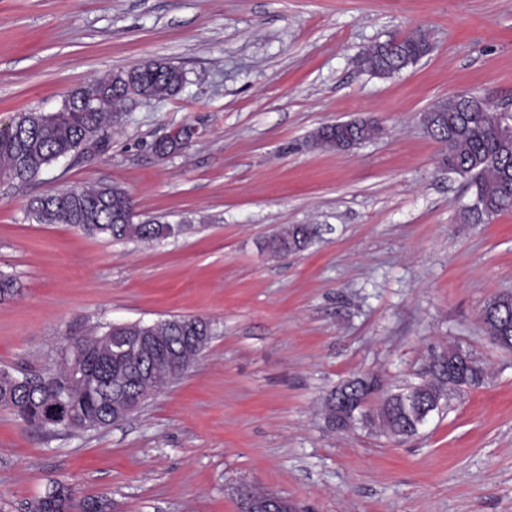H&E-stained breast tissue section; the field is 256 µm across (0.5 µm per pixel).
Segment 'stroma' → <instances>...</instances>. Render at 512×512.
<instances>
[{
	"label": "stroma",
	"mask_w": 512,
	"mask_h": 512,
	"mask_svg": "<svg viewBox=\"0 0 512 512\" xmlns=\"http://www.w3.org/2000/svg\"><path fill=\"white\" fill-rule=\"evenodd\" d=\"M433 52L389 78L361 70L369 45L415 29ZM150 60L186 74L160 101L128 102L101 153L23 185L0 182V367H53L93 327L199 316L213 336L194 367L114 426L78 435L25 427L0 409V512L55 482L112 512H240L258 489L295 512H512V352L482 311L512 292V210L475 224L465 180L421 123L464 92L512 112V0H0V124L54 112L76 89ZM377 120L347 153L318 127ZM181 125L199 135L161 158ZM117 183L152 243L41 224L28 202ZM317 224L306 251L263 242ZM451 348L484 369L398 441L332 429L327 398L378 375L419 382Z\"/></svg>",
	"instance_id": "stroma-1"
}]
</instances>
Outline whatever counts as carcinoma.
Listing matches in <instances>:
<instances>
[{
	"label": "carcinoma",
	"instance_id": "carcinoma-1",
	"mask_svg": "<svg viewBox=\"0 0 512 512\" xmlns=\"http://www.w3.org/2000/svg\"><path fill=\"white\" fill-rule=\"evenodd\" d=\"M433 50L428 33L418 29L408 36L392 38L374 45L356 57V63L372 75L387 77L416 64ZM182 68L166 61H150L130 69L117 70L107 78L72 92L62 107L51 114H19L9 128L0 131V180L27 183L51 165L78 159L90 148L102 150L100 132L134 97L151 99L176 95L184 86ZM427 133L443 147L441 164L467 180L474 190V207L469 216L477 222L489 220L512 208V134L505 118L490 110L466 111L464 101L451 95L434 103L425 112ZM382 132L373 119L345 123L332 131L318 128L311 142L318 148L342 151L347 141H370ZM190 146L175 135L154 142L157 154L172 155ZM135 205L130 193L111 183L94 187H71L31 200L29 214L41 224H65L93 237L115 241H149L165 237L169 226L155 222H135ZM320 234L314 224L288 225L266 239L264 248L273 254L288 255L305 250ZM19 292L17 280L0 273V302ZM482 318L491 339L500 349L512 352V295L502 294L483 310ZM128 337L135 344L139 336H153L152 349L139 352L144 373L120 355ZM212 336L209 321L201 317L172 315L154 324L134 322L121 328L107 325L95 335L66 339L83 358L86 368L95 373L101 385L89 390L79 375L70 372V361L57 362L40 374L21 382L6 368L0 369V408L12 412L28 428L39 429L41 422L55 416L56 431L74 434L85 427L96 429L112 425V409L119 407L121 418L133 410L126 405L131 395L154 394L182 378L194 365ZM448 363L430 364L413 394L427 403L446 390L461 385L478 386L484 371L475 358L459 350L446 352ZM372 390L363 377L339 385L327 400L328 423L336 430L351 424L349 407L367 398ZM377 402L361 414V420L379 424L391 436L411 435L415 421L402 406V393L379 389ZM26 512H112L106 497L79 500L74 491L56 482L44 495L26 503Z\"/></svg>",
	"mask_w": 512,
	"mask_h": 512
}]
</instances>
